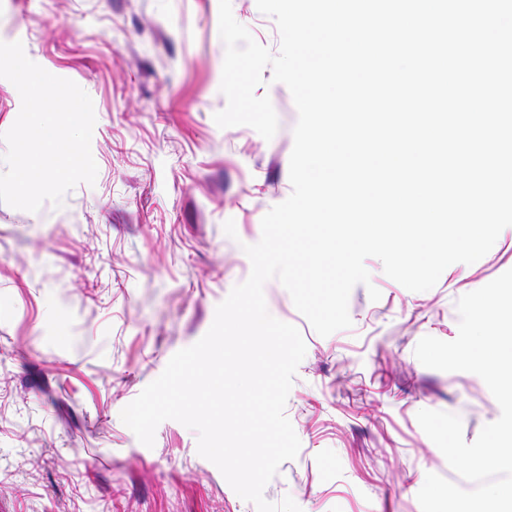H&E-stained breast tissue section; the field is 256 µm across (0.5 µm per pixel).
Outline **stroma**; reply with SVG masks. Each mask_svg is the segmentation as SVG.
<instances>
[{
  "label": "stroma",
  "instance_id": "1",
  "mask_svg": "<svg viewBox=\"0 0 512 512\" xmlns=\"http://www.w3.org/2000/svg\"><path fill=\"white\" fill-rule=\"evenodd\" d=\"M232 12L278 52L256 0H232ZM14 41L91 97L98 174L59 206L0 203V512H256L198 454L194 430L164 421L149 448L120 413L249 277L244 245L292 192L288 87L267 69L255 90L276 111L272 140L216 125L227 104L218 0H0V42ZM365 266L371 283L350 293L351 328L326 337L278 280L264 286L270 314L307 347L285 406L301 447L267 484L270 502L421 512L426 474L472 487L417 413L459 415L470 443L500 407L479 376L425 367L414 349L425 336L457 337V299L512 269V233L425 292L390 279L377 258Z\"/></svg>",
  "mask_w": 512,
  "mask_h": 512
}]
</instances>
